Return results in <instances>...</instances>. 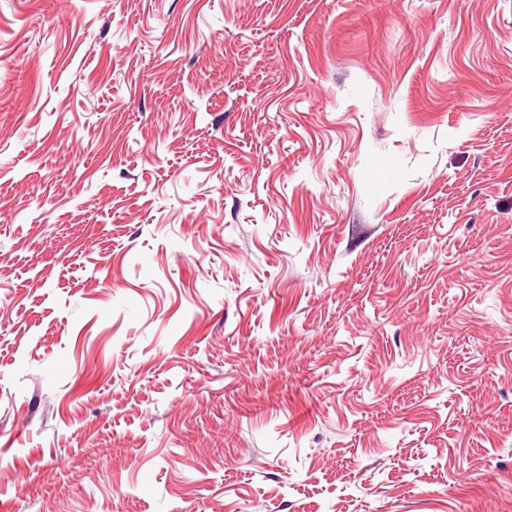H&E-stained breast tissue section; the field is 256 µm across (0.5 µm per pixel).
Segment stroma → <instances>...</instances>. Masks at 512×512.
Returning a JSON list of instances; mask_svg holds the SVG:
<instances>
[{
    "instance_id": "stroma-1",
    "label": "stroma",
    "mask_w": 512,
    "mask_h": 512,
    "mask_svg": "<svg viewBox=\"0 0 512 512\" xmlns=\"http://www.w3.org/2000/svg\"><path fill=\"white\" fill-rule=\"evenodd\" d=\"M0 512H512V0H0Z\"/></svg>"
}]
</instances>
